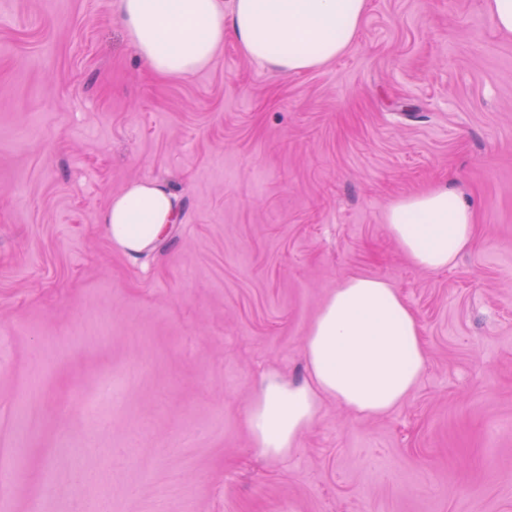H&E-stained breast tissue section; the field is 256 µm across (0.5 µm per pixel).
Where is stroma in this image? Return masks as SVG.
<instances>
[{"label":"stroma","mask_w":512,"mask_h":512,"mask_svg":"<svg viewBox=\"0 0 512 512\" xmlns=\"http://www.w3.org/2000/svg\"><path fill=\"white\" fill-rule=\"evenodd\" d=\"M485 3L368 0L322 68L228 36L164 79L116 0H0V512H512V38ZM134 181L178 198L137 258L99 222ZM447 181L474 244L423 270L384 214ZM355 275L410 305L423 377L379 417L323 400L269 460L248 406L268 373L305 379Z\"/></svg>","instance_id":"1"}]
</instances>
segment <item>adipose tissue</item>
<instances>
[{
	"mask_svg": "<svg viewBox=\"0 0 512 512\" xmlns=\"http://www.w3.org/2000/svg\"><path fill=\"white\" fill-rule=\"evenodd\" d=\"M366 9L367 0H117L128 41L163 77L206 68L228 35L251 59L277 71L320 68L353 44ZM175 206L168 185L135 183L112 197L99 221L132 256L167 233ZM385 221L406 258L425 270L453 265L474 240V213L449 184L395 200ZM303 351L307 379L294 385L267 375L247 413L254 443L273 460L296 448L324 398L359 416L384 415L412 394L427 364L415 314L380 277L340 283Z\"/></svg>",
	"mask_w": 512,
	"mask_h": 512,
	"instance_id": "1",
	"label": "adipose tissue"
}]
</instances>
